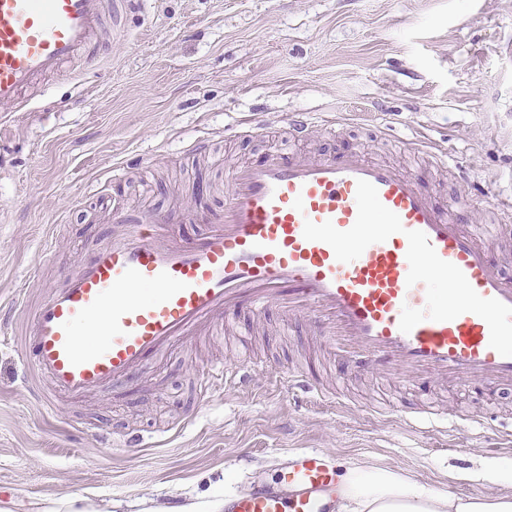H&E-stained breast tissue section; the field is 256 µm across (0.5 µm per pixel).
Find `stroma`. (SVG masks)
Wrapping results in <instances>:
<instances>
[{"label":"stroma","mask_w":512,"mask_h":512,"mask_svg":"<svg viewBox=\"0 0 512 512\" xmlns=\"http://www.w3.org/2000/svg\"><path fill=\"white\" fill-rule=\"evenodd\" d=\"M94 66L65 68L21 112L0 115V303H35L116 230L113 210L137 213L224 203V173L268 153L304 158L356 149L412 175L462 208L464 228L512 254V0H144ZM319 113L303 141L285 133L295 113ZM262 125L245 134L242 120ZM209 137L207 152L191 143ZM425 139L416 155L406 141ZM444 151L458 174L433 163ZM124 167L113 180V164ZM238 335L207 332L145 366L126 397L91 394L47 409L22 384L19 345H0V512H141L173 500L203 504L276 481L291 451L340 455L345 466L405 471L455 495L512 494L484 474L512 461V390L494 401L451 384L425 395L398 379L347 378L341 402L292 399L266 382L288 364L314 372L321 344L279 307L242 310ZM253 333L254 384L197 378L236 364ZM428 406L460 414L447 431L420 433L400 416ZM141 433L145 447L120 442ZM249 456L240 468L238 456Z\"/></svg>","instance_id":"obj_1"}]
</instances>
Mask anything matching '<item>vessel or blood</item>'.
<instances>
[{
  "mask_svg": "<svg viewBox=\"0 0 512 512\" xmlns=\"http://www.w3.org/2000/svg\"><path fill=\"white\" fill-rule=\"evenodd\" d=\"M139 0H0V108L25 109L24 89L65 62L100 60L106 20ZM207 224L171 237L174 219ZM122 227L37 303L0 306L18 335L23 384L44 404L95 391L126 394L133 378L217 316L277 305L312 322L347 371L512 387V277L463 229L423 177L340 151L317 159L269 155L226 173L224 207L181 215L118 211ZM99 340L80 334L91 320ZM274 380L332 403L315 379L285 368ZM334 453H293L275 484L225 496L224 512H333Z\"/></svg>",
  "mask_w": 512,
  "mask_h": 512,
  "instance_id": "1",
  "label": "vessel or blood"
}]
</instances>
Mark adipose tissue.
I'll list each match as a JSON object with an SVG mask.
<instances>
[{"label":"adipose tissue","instance_id":"obj_1","mask_svg":"<svg viewBox=\"0 0 512 512\" xmlns=\"http://www.w3.org/2000/svg\"><path fill=\"white\" fill-rule=\"evenodd\" d=\"M335 512H512V495L458 497L402 470L361 464L345 474Z\"/></svg>","mask_w":512,"mask_h":512}]
</instances>
